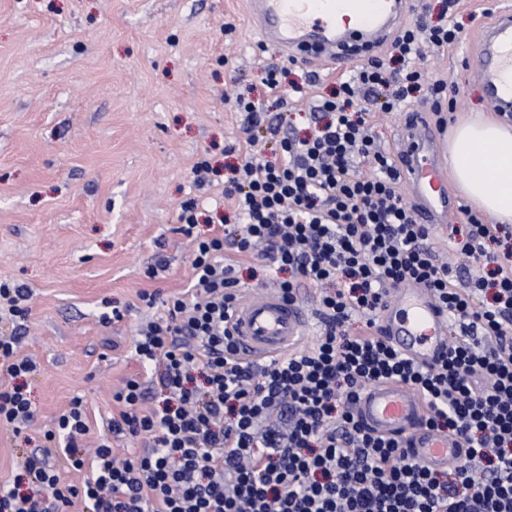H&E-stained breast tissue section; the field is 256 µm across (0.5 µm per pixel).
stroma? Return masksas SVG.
I'll list each match as a JSON object with an SVG mask.
<instances>
[{"label": "stroma", "mask_w": 512, "mask_h": 512, "mask_svg": "<svg viewBox=\"0 0 512 512\" xmlns=\"http://www.w3.org/2000/svg\"><path fill=\"white\" fill-rule=\"evenodd\" d=\"M498 0H460L447 15L477 44ZM255 35L245 0H0V280L32 292L24 351L37 409L29 437L82 396L90 427L117 407L113 392L143 374L134 345L147 315L141 290L179 292L192 252L177 231L183 206L212 223L220 185L197 187L200 158L237 161L245 115L224 102L259 97L263 66L281 64ZM419 64L446 83L453 112H487L460 48ZM307 66L284 108L308 121ZM154 276H147V269ZM125 306L122 321L102 313Z\"/></svg>", "instance_id": "stroma-1"}]
</instances>
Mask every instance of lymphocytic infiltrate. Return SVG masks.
I'll return each mask as SVG.
<instances>
[{
	"instance_id": "f902f5d3",
	"label": "lymphocytic infiltrate",
	"mask_w": 512,
	"mask_h": 512,
	"mask_svg": "<svg viewBox=\"0 0 512 512\" xmlns=\"http://www.w3.org/2000/svg\"><path fill=\"white\" fill-rule=\"evenodd\" d=\"M457 26L414 19L390 58L369 56L309 106V132L266 124V100L284 102L286 68L260 77L263 99L238 93L245 144L228 166L220 227L201 232L196 207L180 233L194 244L185 291L141 290L152 317L138 328L145 377L113 399L110 438L94 452L82 397L54 419L12 480L0 512H512V226L468 214L450 225L457 265L438 263L429 225L400 190L398 159L375 135L371 112L408 111L425 90L437 126L444 83L416 66L426 52L460 44ZM256 258L284 275L278 288L319 295V336L257 364L239 357L228 331L241 301L236 276ZM407 281L430 288L455 336L422 366L390 346L378 311ZM28 288L0 281V427L21 435L35 420L21 355ZM399 381L424 399L426 423L457 437L464 453L445 470L371 434L357 417L365 389ZM141 439L118 459L111 437ZM84 471L63 481L59 467Z\"/></svg>"
}]
</instances>
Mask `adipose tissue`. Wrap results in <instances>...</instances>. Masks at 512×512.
Listing matches in <instances>:
<instances>
[{
	"instance_id": "adipose-tissue-1",
	"label": "adipose tissue",
	"mask_w": 512,
	"mask_h": 512,
	"mask_svg": "<svg viewBox=\"0 0 512 512\" xmlns=\"http://www.w3.org/2000/svg\"><path fill=\"white\" fill-rule=\"evenodd\" d=\"M448 171L470 205L497 224H512V125L479 112L453 126Z\"/></svg>"
}]
</instances>
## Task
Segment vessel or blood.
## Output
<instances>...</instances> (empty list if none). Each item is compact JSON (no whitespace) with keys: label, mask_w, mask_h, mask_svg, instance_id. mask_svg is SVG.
<instances>
[{"label":"vessel or blood","mask_w":512,"mask_h":512,"mask_svg":"<svg viewBox=\"0 0 512 512\" xmlns=\"http://www.w3.org/2000/svg\"><path fill=\"white\" fill-rule=\"evenodd\" d=\"M251 22L263 44L292 62L315 61L344 69L352 57L382 47L410 16V0H246ZM477 58L480 84L492 107L512 112V8L492 15L481 36ZM400 165L419 220L447 223L458 209L448 191L445 148L419 113L404 124ZM387 341L422 364L438 360L448 346V316L432 291L407 282L380 313ZM230 329L238 350L250 359L281 355L302 344L314 324L299 300L277 290H257L235 309ZM358 416L374 435L404 439L410 453L431 469H445L462 453L458 439L424 425L423 398L409 386L390 381L366 390Z\"/></svg>","instance_id":"vessel-or-blood-1"}]
</instances>
